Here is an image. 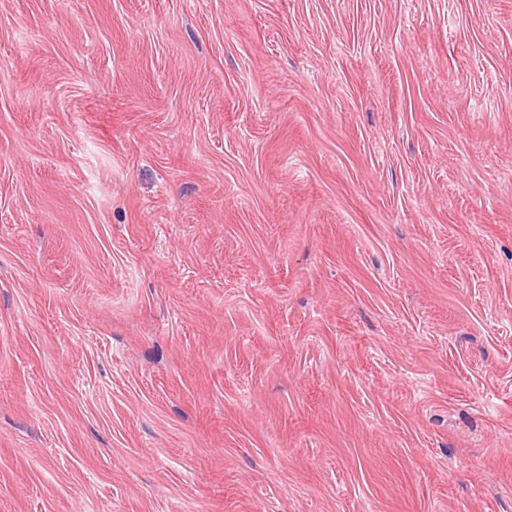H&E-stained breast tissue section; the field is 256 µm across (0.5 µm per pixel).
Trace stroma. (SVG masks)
Here are the masks:
<instances>
[{"label": "stroma", "mask_w": 512, "mask_h": 512, "mask_svg": "<svg viewBox=\"0 0 512 512\" xmlns=\"http://www.w3.org/2000/svg\"><path fill=\"white\" fill-rule=\"evenodd\" d=\"M0 512H512V0H0Z\"/></svg>", "instance_id": "1"}]
</instances>
